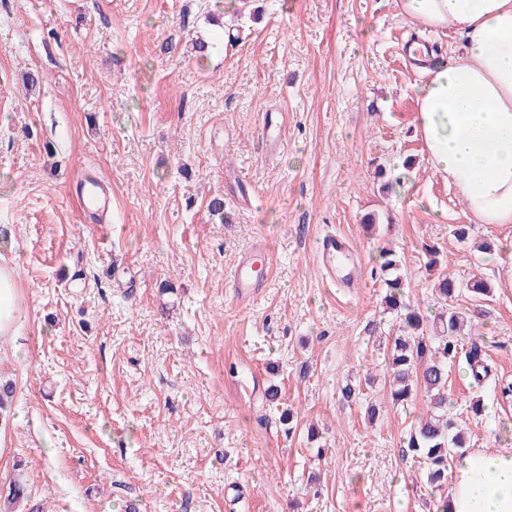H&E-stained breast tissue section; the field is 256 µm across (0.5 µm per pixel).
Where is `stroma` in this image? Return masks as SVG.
Instances as JSON below:
<instances>
[{"instance_id":"35a3bbf8","label":"stroma","mask_w":512,"mask_h":512,"mask_svg":"<svg viewBox=\"0 0 512 512\" xmlns=\"http://www.w3.org/2000/svg\"><path fill=\"white\" fill-rule=\"evenodd\" d=\"M416 37L439 62L462 45L395 0H0V264L26 311L0 341V505L20 477L12 512H436L448 482L405 451L428 400L394 403L384 376L401 323L384 246L428 319L439 273L458 283L448 414L468 452L512 448V224L469 219L417 137ZM87 171L110 223L74 195ZM328 231L356 251V288L320 272ZM261 239L265 286L239 298ZM381 263L380 268L382 271L387 272V278L384 280L386 288L389 293L385 296V303L391 308L399 307V300L402 295L404 281L399 273V261L395 253L391 250H383L379 257ZM232 287L241 297L252 295L263 288L250 253L243 256L235 266Z\"/></svg>"}]
</instances>
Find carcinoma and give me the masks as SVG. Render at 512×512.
Masks as SVG:
<instances>
[{
    "mask_svg": "<svg viewBox=\"0 0 512 512\" xmlns=\"http://www.w3.org/2000/svg\"><path fill=\"white\" fill-rule=\"evenodd\" d=\"M380 268L387 273L384 280L389 293L385 303L392 309L399 307L404 288L399 261L391 250L380 253ZM465 316L453 306L440 316L435 337L424 334V319L416 307L404 306L402 334L392 338L386 369L392 378L393 401L404 403L414 391L422 387L430 393L434 408L442 410L421 421L409 434L406 447L424 458L428 479L440 481L448 472L451 453L465 447L460 432L448 418V363L457 355V336L461 335Z\"/></svg>",
    "mask_w": 512,
    "mask_h": 512,
    "instance_id": "1",
    "label": "carcinoma"
}]
</instances>
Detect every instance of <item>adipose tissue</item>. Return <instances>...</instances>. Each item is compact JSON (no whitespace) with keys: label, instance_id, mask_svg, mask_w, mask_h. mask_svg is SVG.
Returning <instances> with one entry per match:
<instances>
[{"label":"adipose tissue","instance_id":"1","mask_svg":"<svg viewBox=\"0 0 512 512\" xmlns=\"http://www.w3.org/2000/svg\"><path fill=\"white\" fill-rule=\"evenodd\" d=\"M424 29L463 38L449 61L423 72L413 91L416 132L437 172L481 224H512V0H398ZM24 320L13 267L0 266V338ZM447 512H512V448L459 459Z\"/></svg>","mask_w":512,"mask_h":512}]
</instances>
